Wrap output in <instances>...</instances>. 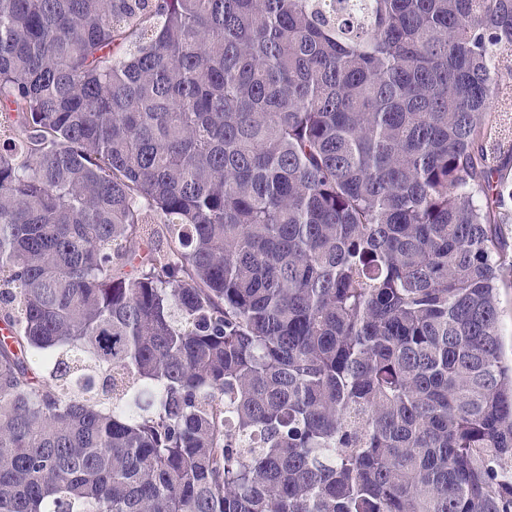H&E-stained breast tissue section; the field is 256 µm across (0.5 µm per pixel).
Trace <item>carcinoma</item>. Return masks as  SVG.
Returning <instances> with one entry per match:
<instances>
[{
	"mask_svg": "<svg viewBox=\"0 0 512 512\" xmlns=\"http://www.w3.org/2000/svg\"><path fill=\"white\" fill-rule=\"evenodd\" d=\"M511 234L512 0H0V512H512ZM511 281V284L510 282ZM500 288V308L501 320L500 330L504 351L507 356H511L512 344V277Z\"/></svg>",
	"mask_w": 512,
	"mask_h": 512,
	"instance_id": "carcinoma-1",
	"label": "carcinoma"
}]
</instances>
